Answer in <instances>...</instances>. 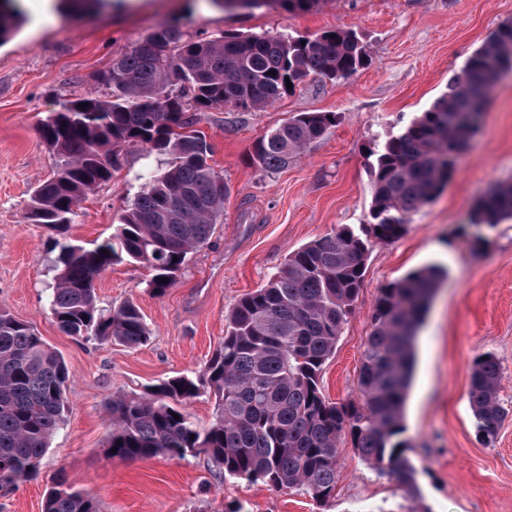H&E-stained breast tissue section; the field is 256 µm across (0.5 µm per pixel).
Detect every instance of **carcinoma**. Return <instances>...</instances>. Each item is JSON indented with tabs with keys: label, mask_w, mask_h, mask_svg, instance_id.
Returning a JSON list of instances; mask_svg holds the SVG:
<instances>
[{
	"label": "carcinoma",
	"mask_w": 512,
	"mask_h": 512,
	"mask_svg": "<svg viewBox=\"0 0 512 512\" xmlns=\"http://www.w3.org/2000/svg\"><path fill=\"white\" fill-rule=\"evenodd\" d=\"M275 1L290 12L319 0H216L222 11L256 10ZM20 0H0V45L13 35ZM493 62L512 70V23L498 28L448 82L430 109L373 152L369 166L371 221L361 232L343 229L288 255L264 286L226 315L224 341L204 368L164 380L144 394H118L107 407L112 458L207 455L224 475L262 480L274 489L297 487L319 504L336 490L341 441L406 497L420 489L416 469L398 440L414 367V343L444 268L429 265L381 289L362 354L360 398L331 402L319 378L336 349L377 243L405 232L410 215L429 203L452 177L458 155L482 118L495 79ZM368 63L356 33L343 28L312 36L228 35L201 39L179 23L133 45L96 81L105 97L76 95L42 123L41 137L59 158L54 176L38 183L29 219L53 237L58 274L49 299L65 335L146 344L150 332L139 307L126 301L98 307L95 281L112 266L134 261L152 271L158 294L181 273L188 256L206 244L224 209L227 187L209 164L210 148L193 129L201 115L231 107H267L310 74L346 78ZM86 104L85 108L78 104ZM336 124V113L302 112L257 140L255 167L278 171ZM142 146L163 158L144 174L141 193L118 232L91 246L69 230L85 194L112 178L120 153ZM512 220V184L486 196L475 224ZM69 370L34 328L0 312V487L35 477L49 441L63 424ZM502 374L491 353L469 373L470 407L478 433L494 439L507 415L499 400ZM213 394L212 423L203 429L181 405ZM43 512H100L98 500L73 490L64 476L48 490Z\"/></svg>",
	"instance_id": "obj_1"
}]
</instances>
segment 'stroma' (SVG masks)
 Returning <instances> with one entry per match:
<instances>
[{
    "mask_svg": "<svg viewBox=\"0 0 512 512\" xmlns=\"http://www.w3.org/2000/svg\"><path fill=\"white\" fill-rule=\"evenodd\" d=\"M26 20L0 45V311L32 324L64 359L69 409L52 436L39 475L0 490V512H42L58 475L94 496L101 512H512V221L473 225L490 189L512 184V76L489 94L484 118L456 161L452 178L411 217L403 236L375 245L354 313L320 375L326 398L359 396L362 353L381 288L426 264L448 277L416 341L402 439L417 470L421 498L379 476L344 446L336 492L319 504L302 491L225 476L207 456L127 461L108 457L107 403L163 380L200 370L224 340L225 317L266 284L290 253L342 227L369 221L368 153L398 134L448 88L468 58L500 25L512 0H320L307 12L271 5L251 12L207 11L202 0H108L103 14L56 10L53 0H23ZM179 19L198 38L356 33L368 64L351 76L311 75L261 110H213L197 125L210 163L228 187L224 212L207 244L189 255L176 282L159 295L151 273L126 262L95 282L99 306L134 301L149 341L129 348L61 333L48 302L57 257L48 232L27 218L32 189L51 177L58 157L39 127L60 102L105 95L96 75L161 25ZM301 112L337 120L288 167L268 173L250 161L255 141ZM147 163L126 148L111 179L89 193L70 237L89 244L111 237L140 193ZM498 360L501 404L511 414L494 440L476 432L468 375L479 355Z\"/></svg>",
    "mask_w": 512,
    "mask_h": 512,
    "instance_id": "35a3bbf8",
    "label": "stroma"
}]
</instances>
